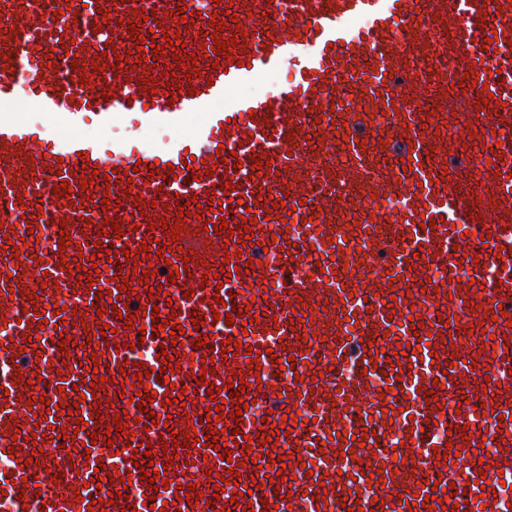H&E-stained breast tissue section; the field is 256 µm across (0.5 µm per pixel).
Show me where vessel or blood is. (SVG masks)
<instances>
[{
  "instance_id": "vessel-or-blood-1",
  "label": "vessel or blood",
  "mask_w": 512,
  "mask_h": 512,
  "mask_svg": "<svg viewBox=\"0 0 512 512\" xmlns=\"http://www.w3.org/2000/svg\"><path fill=\"white\" fill-rule=\"evenodd\" d=\"M232 2L238 24L221 32L231 48L215 61L208 31L224 16L212 0L201 10L197 0H183L195 14L190 24L168 14V0H52L48 10L36 0H0V249H18L0 256V498L11 512H219L209 475L234 469L255 487L237 499L253 512L267 504L278 512H512V324L498 318L512 316V0ZM135 10L155 38L176 33L188 51L206 48L201 75L176 72L181 86L174 89L156 67L146 75L116 71L117 51L133 41ZM490 31L497 37L488 45ZM234 56L239 65L231 64ZM475 67L474 87L455 86V77ZM273 72L288 75L277 90L243 94ZM107 87L112 97L98 100ZM482 87L491 98L480 106ZM91 122L100 136L84 134ZM268 127L273 135H265ZM149 128L168 131L163 151L144 145ZM346 128L350 140L337 141ZM376 129L383 143L371 142ZM313 133L323 136L322 147L312 148ZM468 141L474 148L466 152ZM190 154L213 175L186 167ZM259 155L268 161L260 170ZM140 162L163 171L137 170ZM228 181L235 189L227 193ZM61 183L68 195L55 192ZM82 197L115 205L81 209ZM212 197L221 209L206 210ZM389 198L401 199V208H384ZM181 200L202 206L199 217L185 218L186 235L175 241L162 226L148 228L150 218L174 217ZM225 207L233 222L257 217L253 241L210 229ZM425 218L436 229L421 228ZM64 233L70 243L63 248ZM152 238L162 254L135 261L132 249ZM310 241L321 254L316 265L308 260ZM102 243L116 253L100 273L67 270L65 259L98 256ZM190 250L196 261H185ZM169 263L187 265V274L170 278ZM123 265L152 274L128 303V325L100 295L118 292ZM244 265L249 273L234 277ZM440 265L441 287L427 278ZM222 270L228 282L203 284ZM160 284L167 291L161 300L148 293ZM30 295L39 298L38 310L28 309ZM229 299L241 309L258 306L260 321L226 325ZM153 306L156 317L141 316ZM195 314L212 328L207 348L221 350L229 338L242 346L230 366L205 375L197 361L166 385L156 380L162 361L148 358L143 385L156 393L148 410L165 413L182 387L189 399L173 428L145 427L132 404L134 381L119 373L120 363L138 358L127 345H169L151 329L157 317L170 331L181 327L198 338ZM415 321L422 334L414 333ZM63 335L78 343L67 359L54 354ZM401 344L402 359L395 355ZM94 352L104 356L98 373L107 399L130 416L127 430L112 443L83 425L59 442L69 411L93 413V397H79L76 387L86 378L85 354ZM255 359L256 376L248 370ZM232 379L262 384L243 399L264 402L268 423L281 431L276 441H258L253 411L239 416L226 406L220 425L232 455L224 461L214 448H199L208 432L199 418L208 386L224 389ZM27 395L33 404L24 403ZM289 413L300 417L290 430L281 425ZM13 426L20 438H8ZM438 426L452 427L451 437L434 436ZM175 431L191 441L170 456L160 442ZM361 435L368 445L360 449ZM132 439L150 444L154 471L172 467L156 496L146 494L134 467ZM239 441L257 463L236 450ZM86 442L90 458L76 457ZM275 446L302 457L276 490L266 484L280 468L268 455ZM340 446L347 455L337 454ZM32 452L36 463H22ZM101 463L128 472L139 493L123 497L119 481L108 490L90 486ZM27 477L36 485L24 487ZM438 480L468 490L424 506ZM191 481L204 486L210 507L176 501L174 487ZM107 497L112 505L101 508Z\"/></svg>"
}]
</instances>
